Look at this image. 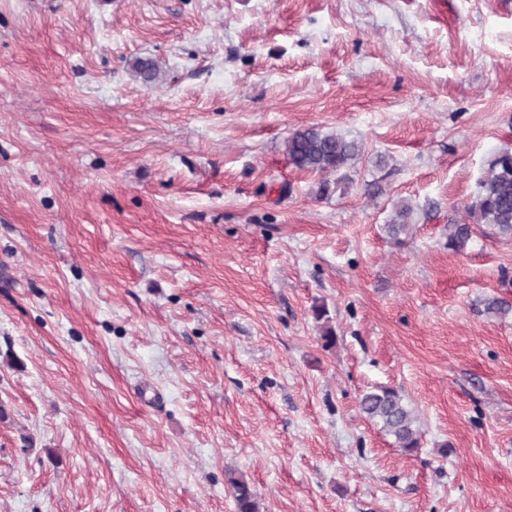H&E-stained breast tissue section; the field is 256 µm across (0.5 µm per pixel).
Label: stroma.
I'll list each match as a JSON object with an SVG mask.
<instances>
[{"label":"stroma","mask_w":512,"mask_h":512,"mask_svg":"<svg viewBox=\"0 0 512 512\" xmlns=\"http://www.w3.org/2000/svg\"><path fill=\"white\" fill-rule=\"evenodd\" d=\"M506 148L512 0H0V512H512V239L447 245ZM362 151V144L356 139L316 127L294 131L285 143V152L293 167L324 176L350 169ZM413 208L409 203L397 206L395 215L389 224H385V230L395 246L405 245V237L409 235L411 215ZM404 236V238H402ZM360 407L369 419L378 423L387 435L393 437L398 448L407 453L420 448L422 431L418 418L397 389L378 386L363 395ZM233 490L238 512H259V503L251 485L244 478L229 480Z\"/></svg>","instance_id":"stroma-1"}]
</instances>
